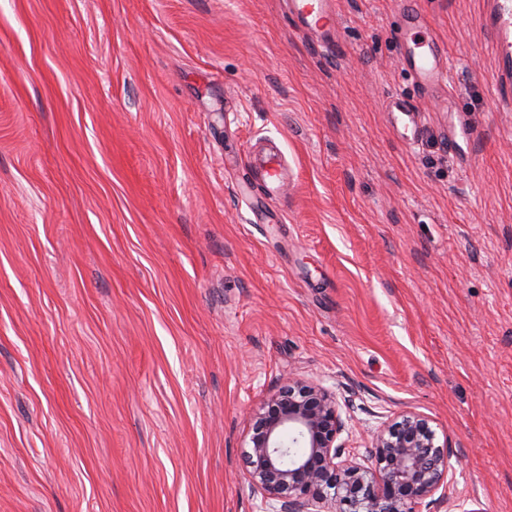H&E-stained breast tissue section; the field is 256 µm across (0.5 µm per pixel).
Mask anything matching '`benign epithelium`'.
Listing matches in <instances>:
<instances>
[{"mask_svg":"<svg viewBox=\"0 0 512 512\" xmlns=\"http://www.w3.org/2000/svg\"><path fill=\"white\" fill-rule=\"evenodd\" d=\"M345 429L336 393L288 373L252 414L244 449L250 486L275 512H418L448 497V443L433 420L407 411L372 437L365 466L337 443Z\"/></svg>","mask_w":512,"mask_h":512,"instance_id":"obj_1","label":"benign epithelium"}]
</instances>
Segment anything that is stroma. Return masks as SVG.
Masks as SVG:
<instances>
[{
	"instance_id": "1",
	"label": "stroma",
	"mask_w": 512,
	"mask_h": 512,
	"mask_svg": "<svg viewBox=\"0 0 512 512\" xmlns=\"http://www.w3.org/2000/svg\"><path fill=\"white\" fill-rule=\"evenodd\" d=\"M335 2L320 51L283 0H0V512H272L241 453L290 372L347 401L356 456L433 420L454 468L419 512H512L492 0H416L452 112L399 57L406 0ZM276 153L272 152L263 161L264 190L268 199H276L284 192V177L280 165L275 159Z\"/></svg>"
}]
</instances>
